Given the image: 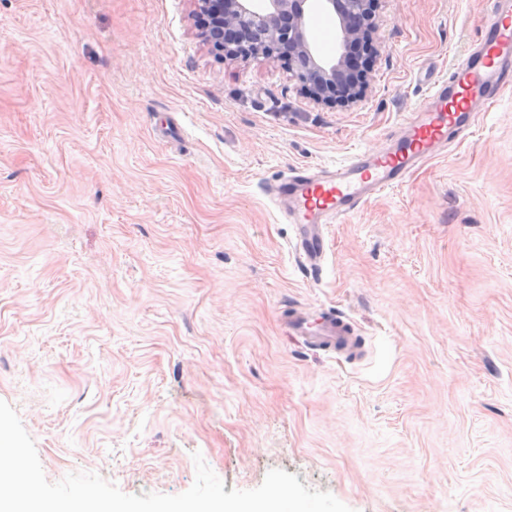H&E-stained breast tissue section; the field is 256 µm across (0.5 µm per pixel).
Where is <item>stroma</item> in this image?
Segmentation results:
<instances>
[{
	"label": "stroma",
	"instance_id": "obj_1",
	"mask_svg": "<svg viewBox=\"0 0 512 512\" xmlns=\"http://www.w3.org/2000/svg\"><path fill=\"white\" fill-rule=\"evenodd\" d=\"M487 0H378L354 105L219 58L191 0H0V401L57 482L282 469L352 512H512V90L314 275L263 182L381 147ZM349 317L358 359L286 336Z\"/></svg>",
	"mask_w": 512,
	"mask_h": 512
}]
</instances>
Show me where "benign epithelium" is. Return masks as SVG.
I'll use <instances>...</instances> for the list:
<instances>
[{
	"mask_svg": "<svg viewBox=\"0 0 512 512\" xmlns=\"http://www.w3.org/2000/svg\"><path fill=\"white\" fill-rule=\"evenodd\" d=\"M196 36L212 52L249 59L270 50L288 58L294 76L318 102L355 104L366 94V72L344 51L321 60L308 31L311 0H192ZM340 20L342 48L377 52V0H319Z\"/></svg>",
	"mask_w": 512,
	"mask_h": 512,
	"instance_id": "obj_1",
	"label": "benign epithelium"
}]
</instances>
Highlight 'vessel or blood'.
Returning a JSON list of instances; mask_svg holds the SVG:
<instances>
[{"instance_id": "obj_1", "label": "vessel or blood", "mask_w": 512, "mask_h": 512, "mask_svg": "<svg viewBox=\"0 0 512 512\" xmlns=\"http://www.w3.org/2000/svg\"><path fill=\"white\" fill-rule=\"evenodd\" d=\"M488 3L473 49L429 82L386 147L358 151L329 167H298L267 186L268 197L296 228L293 249L307 268H322L327 225L342 223L371 200L405 186L414 170L447 150L449 139L468 135L512 87V0ZM283 324L287 336L316 352L350 355L360 347L352 321L339 314L300 306Z\"/></svg>"}]
</instances>
